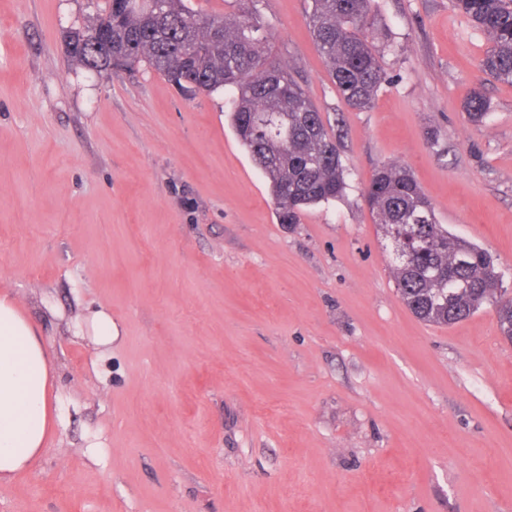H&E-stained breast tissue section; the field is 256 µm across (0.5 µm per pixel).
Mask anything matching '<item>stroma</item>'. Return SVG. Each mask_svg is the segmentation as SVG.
I'll use <instances>...</instances> for the list:
<instances>
[{
    "label": "stroma",
    "instance_id": "35a3bbf8",
    "mask_svg": "<svg viewBox=\"0 0 512 512\" xmlns=\"http://www.w3.org/2000/svg\"><path fill=\"white\" fill-rule=\"evenodd\" d=\"M102 5L0 0V285L62 396L0 512H512V345L490 305L418 320L364 201L378 165L409 167L512 289V85L483 70L485 34L451 0H375L386 79L357 112L311 0H254L348 168L342 197L282 224L224 91L68 57ZM98 310L107 349L74 333Z\"/></svg>",
    "mask_w": 512,
    "mask_h": 512
}]
</instances>
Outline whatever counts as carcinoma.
Returning <instances> with one entry per match:
<instances>
[{
  "instance_id": "carcinoma-1",
  "label": "carcinoma",
  "mask_w": 512,
  "mask_h": 512,
  "mask_svg": "<svg viewBox=\"0 0 512 512\" xmlns=\"http://www.w3.org/2000/svg\"><path fill=\"white\" fill-rule=\"evenodd\" d=\"M374 0H313L310 32L340 96L352 109L371 107L385 80L370 41ZM488 37L487 74L512 84V0H454ZM68 54L102 74L144 62L177 86L231 92L229 119L264 173L279 222L299 224L303 211L341 196L347 167L323 113L269 48L261 16L245 11L213 16L186 0H108L104 12L66 35ZM470 122L483 123L487 102H465ZM365 197L384 233L396 230L410 248L393 276L405 306L418 319L444 326L494 306L501 335L512 336V304L493 255L448 232L404 166L375 169Z\"/></svg>"
}]
</instances>
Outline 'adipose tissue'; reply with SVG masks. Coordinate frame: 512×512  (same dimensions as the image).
I'll use <instances>...</instances> for the list:
<instances>
[{"label":"adipose tissue","instance_id":"obj_1","mask_svg":"<svg viewBox=\"0 0 512 512\" xmlns=\"http://www.w3.org/2000/svg\"><path fill=\"white\" fill-rule=\"evenodd\" d=\"M58 392L49 355L9 290L0 291V483L29 469L54 433Z\"/></svg>","mask_w":512,"mask_h":512}]
</instances>
